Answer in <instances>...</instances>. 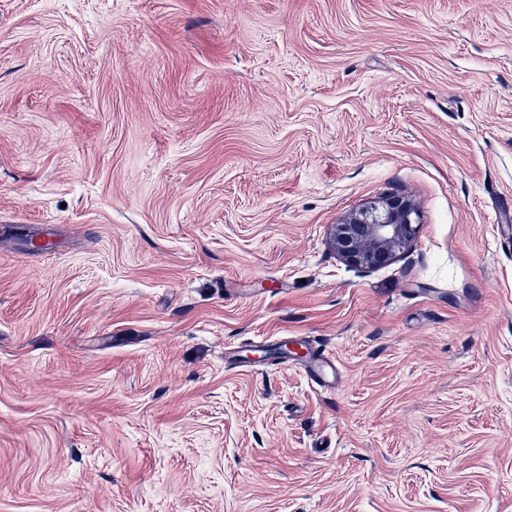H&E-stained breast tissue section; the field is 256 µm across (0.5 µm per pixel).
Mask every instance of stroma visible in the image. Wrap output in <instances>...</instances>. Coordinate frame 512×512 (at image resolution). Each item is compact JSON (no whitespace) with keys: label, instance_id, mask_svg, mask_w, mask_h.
I'll return each mask as SVG.
<instances>
[{"label":"stroma","instance_id":"35a3bbf8","mask_svg":"<svg viewBox=\"0 0 512 512\" xmlns=\"http://www.w3.org/2000/svg\"><path fill=\"white\" fill-rule=\"evenodd\" d=\"M0 512H512V0H0ZM419 226L418 210L408 196L391 195L332 224L329 243L347 265L369 272L390 264L408 249ZM310 375L315 384L324 391L336 388V363L328 356L324 359L310 356Z\"/></svg>","mask_w":512,"mask_h":512}]
</instances>
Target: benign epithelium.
Masks as SVG:
<instances>
[{
    "instance_id": "obj_1",
    "label": "benign epithelium",
    "mask_w": 512,
    "mask_h": 512,
    "mask_svg": "<svg viewBox=\"0 0 512 512\" xmlns=\"http://www.w3.org/2000/svg\"><path fill=\"white\" fill-rule=\"evenodd\" d=\"M419 229V213L408 196L371 201L331 225L329 243L347 265L363 272L393 262L410 247Z\"/></svg>"
}]
</instances>
